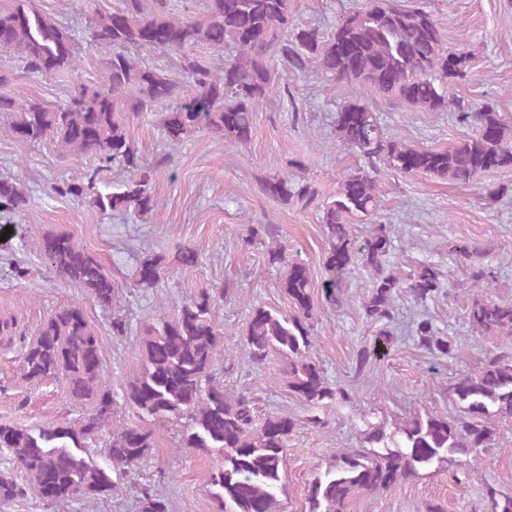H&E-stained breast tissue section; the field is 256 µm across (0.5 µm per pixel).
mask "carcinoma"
<instances>
[{
    "mask_svg": "<svg viewBox=\"0 0 512 512\" xmlns=\"http://www.w3.org/2000/svg\"><path fill=\"white\" fill-rule=\"evenodd\" d=\"M168 2L120 0L116 9L93 15L92 40L112 48V54L100 62L99 80L79 85L67 104L49 108L0 93V118L6 117L19 148L49 138L62 152L96 162L54 185L53 193L84 198L102 213L159 215L163 204L153 190L156 168L141 159L129 137L131 123L144 112L160 109L161 135L171 146L200 131L243 146L252 139L256 112L278 85L280 76L272 67L277 60L287 71H314L425 112L453 110L474 125L475 133L466 140L420 149L385 137L377 114L357 100L347 102L337 115L336 142L357 150L365 164L344 177L336 199L321 205L320 220L328 236L327 298L336 301L341 276L356 262L373 272L365 312L377 322L390 319L403 286L417 301L431 298L440 286L436 268L423 265L409 275L408 283H401L384 272L392 249L384 225L374 226L360 243L347 221L374 215L381 163L403 174L464 184L489 169L512 167V126L495 110L474 108L450 93L448 80L467 77L469 54L444 46L425 2L403 8L393 0H368L340 17L330 34L290 29L291 0H205L201 16L174 13ZM200 48L209 53H199ZM144 49L176 56L178 72L164 64H144L136 57ZM0 50L16 53L26 72L42 76L75 71L80 63L71 35L52 17L23 4L0 14ZM212 54L224 56L221 67L212 66ZM105 163L122 166L130 178L100 191L99 172ZM262 191L303 208L318 197L312 185L279 173L266 178ZM26 204L17 183L0 177V212L17 213ZM41 251L60 280L83 288L100 307H112L118 284L70 235H43ZM161 270L160 259H143L135 287L143 292L154 288ZM310 284L309 269L289 263L282 288L297 313L253 308L244 350L255 363L271 351L293 358L289 387L313 408L335 400L338 391L306 356ZM214 297L202 292L180 302L173 315L158 314L145 325L140 341L144 372L129 384L124 401L140 417L185 420V447L224 453V465L210 476L217 512H273L295 423L275 416L257 428L249 398L224 388V349L211 320ZM467 321L479 337L511 334L512 303L477 299ZM416 333L430 353L450 355V344L429 319L417 323ZM389 343L388 331L379 330L373 343L361 348L357 367L386 355ZM21 367L28 382L63 377L70 398L89 402L92 409L73 426L31 430L0 423V455L11 464L0 471V503L29 493L47 506L112 495L117 487L113 476L144 461L153 442L150 432L122 423L112 431L106 449L110 467L88 460L89 441L112 420L115 399L99 336L83 308L73 304L51 315L21 351ZM451 396L459 408L453 419L417 414L397 437L380 426L364 430L361 446L336 454L335 463L311 484L309 512H344L357 491L388 488L455 455L485 447L496 433L495 421L512 420V353L496 356L478 374L458 380ZM137 493L141 512H169L166 500L150 487L141 486ZM486 497L491 512H512V498L497 497L489 484Z\"/></svg>",
    "mask_w": 512,
    "mask_h": 512,
    "instance_id": "1",
    "label": "carcinoma"
}]
</instances>
